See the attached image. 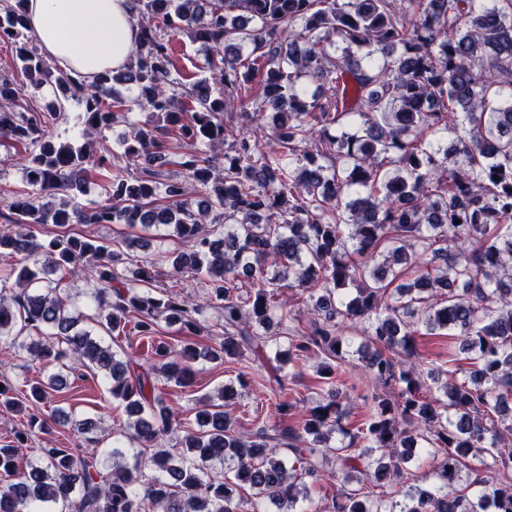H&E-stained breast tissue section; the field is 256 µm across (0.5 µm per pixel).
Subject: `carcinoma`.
<instances>
[{"instance_id": "1", "label": "carcinoma", "mask_w": 512, "mask_h": 512, "mask_svg": "<svg viewBox=\"0 0 512 512\" xmlns=\"http://www.w3.org/2000/svg\"><path fill=\"white\" fill-rule=\"evenodd\" d=\"M25 2L0 0V40L16 56L15 71L0 74V141L28 162L27 188L9 191L0 228V256L12 258L0 284L19 287L0 293V348L33 333L26 350L49 371L31 385L33 402H53L70 360L103 374L133 433L99 454L44 448L41 463L20 471L34 429L71 422L59 408L48 421L29 417L0 445V474L13 477L0 487V512H512V0H133L140 37L129 63L89 84L30 46ZM181 34L205 45L212 78L171 79ZM256 79L268 141L239 134L219 166L200 145L224 142L226 108ZM124 82L136 90L130 100L116 93ZM46 85L61 91L57 105L22 110L26 93ZM73 102L85 136L134 106L159 120L118 137L127 161L154 163L133 175L88 142L52 137ZM440 131L451 147L435 139ZM170 166L182 178L164 175ZM92 176L103 199L87 207L77 192ZM47 224L59 231L41 239L34 228ZM72 224L142 234L108 244L65 231ZM476 233L484 238L473 243ZM165 237L189 248L139 255ZM164 265L203 284L206 302L157 290ZM408 265L419 275L388 291ZM57 272L83 276L93 317L69 308L48 278ZM281 288L306 293L305 329L291 330ZM208 309L219 330L200 348ZM88 319L111 338L135 332L147 351L121 357ZM162 321L180 326L177 354L156 341ZM419 325L458 337L470 368L422 369ZM248 351L267 369L254 383L275 398L279 422L235 431L229 406L249 386L240 372L239 387L219 391L223 403L197 412L201 430L185 428L157 378L189 387L196 360L233 363ZM312 354L327 397L292 427L288 382ZM356 359L371 389L351 432L336 382ZM443 375L442 397L427 399V382ZM0 384V409H22ZM74 426L93 443L104 432L96 417ZM171 436L172 451L161 447ZM418 451L434 482L374 492L405 483ZM483 454L492 463L462 479ZM329 457L339 493L315 507L311 486Z\"/></svg>"}]
</instances>
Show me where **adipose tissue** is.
Segmentation results:
<instances>
[{"instance_id": "ef3b65f1", "label": "adipose tissue", "mask_w": 512, "mask_h": 512, "mask_svg": "<svg viewBox=\"0 0 512 512\" xmlns=\"http://www.w3.org/2000/svg\"><path fill=\"white\" fill-rule=\"evenodd\" d=\"M130 0H29L27 26L46 55L84 82L126 65L139 36Z\"/></svg>"}]
</instances>
